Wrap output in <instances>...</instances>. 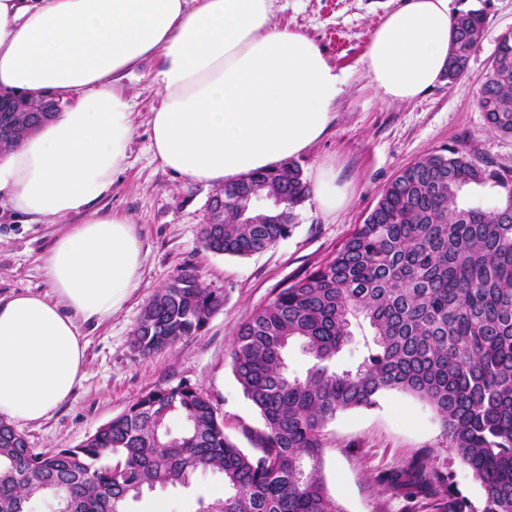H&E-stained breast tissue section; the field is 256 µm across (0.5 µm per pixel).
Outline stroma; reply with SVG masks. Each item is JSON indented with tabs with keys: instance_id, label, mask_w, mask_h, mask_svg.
Wrapping results in <instances>:
<instances>
[{
	"instance_id": "stroma-1",
	"label": "stroma",
	"mask_w": 512,
	"mask_h": 512,
	"mask_svg": "<svg viewBox=\"0 0 512 512\" xmlns=\"http://www.w3.org/2000/svg\"><path fill=\"white\" fill-rule=\"evenodd\" d=\"M400 0H275L273 21L306 33L328 61L348 75L337 117L326 136L296 157L304 180L317 165L334 163L350 185L348 206L323 216L307 201L288 238L248 257L205 251L199 235L218 186L179 178L164 169L150 147L149 119L159 96L143 72L125 78L123 93L135 112V131L123 172L99 205L129 215L147 256L138 288L127 305L87 335V374L72 398L49 420L21 426L39 452L74 446L122 413L140 395L159 387L189 384L208 397L226 432L249 449L262 419L237 382L231 346L237 325L267 303L273 288L299 278L327 260L363 223L381 189L408 164L446 147H465L497 166L512 167V135L489 129L476 104L498 38L512 31V0H449L451 15L482 11L483 38L465 72L440 80L405 102L378 96L362 59L375 28ZM80 218L54 224H23L0 209V297L19 291L45 293L43 257L55 237ZM205 287L224 295L223 308L204 331L148 357L132 346L136 322L155 292L187 267ZM321 474L344 512H427L424 498L386 489L381 476L422 462L442 474L462 496L479 502L481 488L448 449L439 419L428 404L389 394L377 406L342 412L328 424ZM221 475H196L189 486L157 488L129 501L127 512H150L164 501L168 512H197L200 502L223 489Z\"/></svg>"
}]
</instances>
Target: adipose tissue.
Returning <instances> with one entry per match:
<instances>
[{
  "instance_id": "adipose-tissue-1",
  "label": "adipose tissue",
  "mask_w": 512,
  "mask_h": 512,
  "mask_svg": "<svg viewBox=\"0 0 512 512\" xmlns=\"http://www.w3.org/2000/svg\"><path fill=\"white\" fill-rule=\"evenodd\" d=\"M274 0H0V94L71 92L18 148L0 154V205L26 224L80 216L43 259L49 292L0 298V420H47L86 375L84 330L138 287L145 253L131 218L98 205L122 172L133 107L117 85L144 61L161 100L149 120L160 164L224 184L307 151L336 119L347 80ZM448 0H403L363 59L383 98L410 101L448 66ZM323 215L350 200L333 167L310 183Z\"/></svg>"
}]
</instances>
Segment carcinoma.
Returning <instances> with one entry per match:
<instances>
[{"mask_svg":"<svg viewBox=\"0 0 512 512\" xmlns=\"http://www.w3.org/2000/svg\"><path fill=\"white\" fill-rule=\"evenodd\" d=\"M484 27L479 10L454 19L448 79L464 73ZM27 101L19 95L16 111L0 112L1 149L26 139ZM476 102L491 129L512 134V32L499 39ZM268 184L281 191L286 224L242 210ZM486 191L497 195L493 206L470 199ZM309 197L292 162L227 183L219 223L201 225L202 247L261 252L288 237ZM223 306L198 270H185L143 308L133 346L151 355L197 336ZM362 323L372 331L363 359L339 372L334 360ZM294 342L314 360L303 376L288 371ZM232 367L264 423L252 450L187 384L139 396L78 445L53 452L35 451L0 421V512H28L46 494L67 512H125L144 491L186 486L203 471L223 475L224 495L199 512H344L320 474L324 430L338 413L372 407L385 393L435 410L482 497L474 505L420 463L386 476L390 489L430 499L433 512H512V168L456 148L405 167L331 258L274 289L237 326ZM175 414L185 428L172 438L166 422Z\"/></svg>","mask_w":512,"mask_h":512,"instance_id":"cac0c4a2","label":"carcinoma"}]
</instances>
